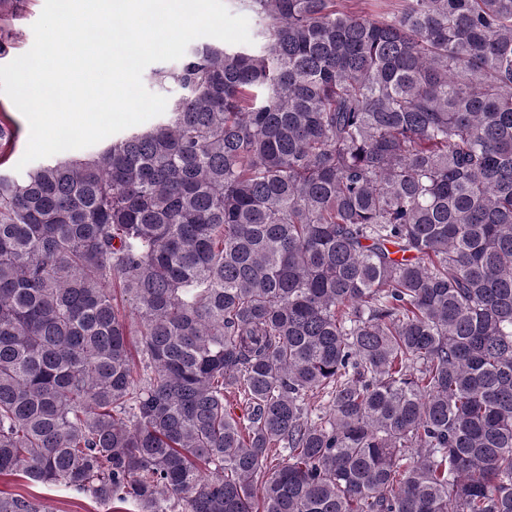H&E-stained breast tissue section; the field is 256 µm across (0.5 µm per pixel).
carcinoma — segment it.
Here are the masks:
<instances>
[{
    "mask_svg": "<svg viewBox=\"0 0 512 512\" xmlns=\"http://www.w3.org/2000/svg\"><path fill=\"white\" fill-rule=\"evenodd\" d=\"M247 2L156 125L0 173V475L512 512V0Z\"/></svg>",
    "mask_w": 512,
    "mask_h": 512,
    "instance_id": "1",
    "label": "carcinoma"
}]
</instances>
